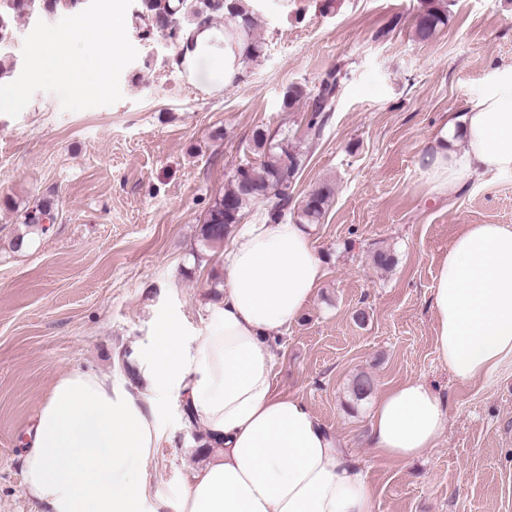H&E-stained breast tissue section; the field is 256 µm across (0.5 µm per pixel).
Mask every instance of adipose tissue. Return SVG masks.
Returning a JSON list of instances; mask_svg holds the SVG:
<instances>
[{
	"instance_id": "1",
	"label": "adipose tissue",
	"mask_w": 512,
	"mask_h": 512,
	"mask_svg": "<svg viewBox=\"0 0 512 512\" xmlns=\"http://www.w3.org/2000/svg\"><path fill=\"white\" fill-rule=\"evenodd\" d=\"M212 37L211 28H194L181 61L218 88L235 60ZM458 137L464 148L455 147ZM422 164L439 195L512 170V70L468 111L448 116ZM224 266V289L193 342L175 328L138 351L140 387L91 370L57 379L21 458L39 512H165V503H149L143 468L172 394L213 450L190 469L176 512H375L361 461L300 398L273 387L272 349L325 273L306 225H247ZM431 309L439 360L456 379L482 378L512 354L511 225L465 226L439 266ZM447 423L446 398L409 379L378 396L371 445L409 463L436 447Z\"/></svg>"
}]
</instances>
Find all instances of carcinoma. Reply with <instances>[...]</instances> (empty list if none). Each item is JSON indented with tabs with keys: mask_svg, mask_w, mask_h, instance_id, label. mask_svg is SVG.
<instances>
[{
	"mask_svg": "<svg viewBox=\"0 0 512 512\" xmlns=\"http://www.w3.org/2000/svg\"><path fill=\"white\" fill-rule=\"evenodd\" d=\"M8 11L0 10V45L12 39L16 19L29 14L36 0H3ZM137 17L144 22L142 35L167 31L182 37L194 26L210 27L224 22V49L241 63L263 54V42L256 33L257 20L245 0H140ZM448 25V14L435 0H424V7L415 17L414 35L426 42ZM340 70L321 81L317 92L303 86H293L284 97L288 108L308 105L312 115L308 129L313 135L321 133L324 120L320 115L332 109ZM253 143L260 151L258 163L238 168L224 194L209 208L198 230L202 246L211 247L224 242L247 211L258 203H266L268 215L278 220L288 210L290 189L302 169L307 152L285 142L274 143L262 129L255 130ZM334 187L323 182L301 200L296 210L297 224H318L324 217ZM53 220L50 210L39 205L27 213L25 225L36 231H46L44 221Z\"/></svg>",
	"mask_w": 512,
	"mask_h": 512,
	"instance_id": "1",
	"label": "carcinoma"
}]
</instances>
